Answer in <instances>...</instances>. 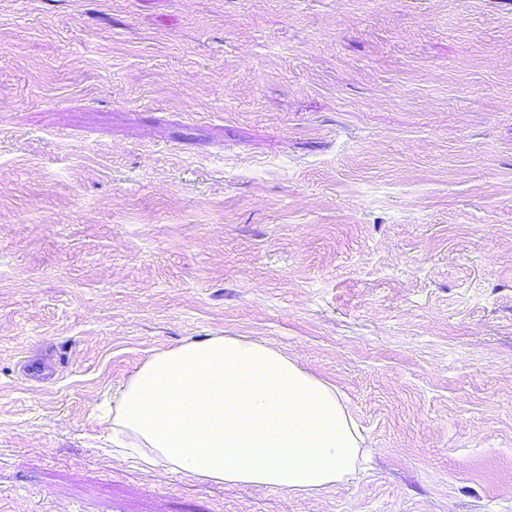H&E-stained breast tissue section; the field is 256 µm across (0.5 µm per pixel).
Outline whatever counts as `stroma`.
<instances>
[{
    "label": "stroma",
    "mask_w": 512,
    "mask_h": 512,
    "mask_svg": "<svg viewBox=\"0 0 512 512\" xmlns=\"http://www.w3.org/2000/svg\"><path fill=\"white\" fill-rule=\"evenodd\" d=\"M214 333L336 385L362 468L110 453ZM0 512H512V0H0Z\"/></svg>",
    "instance_id": "stroma-1"
}]
</instances>
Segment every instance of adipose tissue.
<instances>
[{
	"mask_svg": "<svg viewBox=\"0 0 512 512\" xmlns=\"http://www.w3.org/2000/svg\"><path fill=\"white\" fill-rule=\"evenodd\" d=\"M110 431L141 462L293 493L346 480L366 455L334 385L269 343L224 335L146 359L118 392Z\"/></svg>",
	"mask_w": 512,
	"mask_h": 512,
	"instance_id": "adipose-tissue-1",
	"label": "adipose tissue"
}]
</instances>
